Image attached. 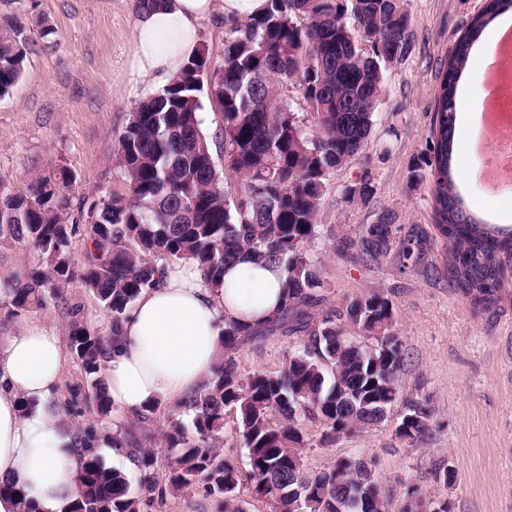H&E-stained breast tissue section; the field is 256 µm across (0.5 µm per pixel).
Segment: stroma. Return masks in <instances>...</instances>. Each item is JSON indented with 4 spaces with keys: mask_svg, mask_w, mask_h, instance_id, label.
<instances>
[{
    "mask_svg": "<svg viewBox=\"0 0 512 512\" xmlns=\"http://www.w3.org/2000/svg\"><path fill=\"white\" fill-rule=\"evenodd\" d=\"M483 5L484 0H409L410 50L386 74L366 150L330 174L316 233L307 245L321 271L324 309L342 308L374 290L391 298L395 331L406 353L400 396L420 399L431 412L427 432L413 443L397 435L396 409L382 423L341 436L329 447L321 443L322 421H299L305 469L326 470L339 456L375 460L376 474L390 493L389 512H403L414 493L450 501L451 512H512V283L486 310L449 288L433 179L410 178L415 159L429 144L442 68L456 37ZM137 7L138 0H0V25L20 23L29 38L24 75L0 97V176L11 191L24 194L35 177L62 169L73 175L78 228L71 236L70 259L77 271L91 210L109 192L124 188L118 137L145 98L144 85L132 72ZM474 113L467 101H458L455 182L471 212L512 229V188L488 193L479 178L484 159L469 148ZM365 173L377 187L375 195L345 203L346 188ZM385 210L395 214L399 238L419 231L429 239L419 264L403 267L395 247L368 265L337 254L340 237L376 223ZM64 295V301L50 299L18 315L0 295V340L32 321L53 324L64 337L75 318L109 335L110 312L80 280H72ZM304 342L301 336L275 335L246 343L236 355L239 369L245 376L279 371ZM90 395L76 358H69L56 396L66 423L76 430L94 427L102 437L126 425L129 412L116 406L101 418ZM173 420L188 438L196 436L192 412L161 405L143 427L147 445L156 452L150 472L113 459L106 449L98 454L106 466L126 473L131 492L141 498L140 512H216L203 483L178 492L166 488L174 456L163 434ZM441 467L455 470L453 485L436 482ZM147 474L161 491L150 500L141 496Z\"/></svg>",
    "mask_w": 512,
    "mask_h": 512,
    "instance_id": "stroma-1",
    "label": "stroma"
}]
</instances>
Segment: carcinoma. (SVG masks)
<instances>
[{"label": "carcinoma", "mask_w": 512, "mask_h": 512, "mask_svg": "<svg viewBox=\"0 0 512 512\" xmlns=\"http://www.w3.org/2000/svg\"><path fill=\"white\" fill-rule=\"evenodd\" d=\"M407 0H266L261 13L231 24L224 39V66L211 76L209 101L221 114L220 135L228 171L238 178V201H230L223 176L201 130L200 87L196 73L208 68L200 50L156 96L130 113L118 139L124 192L102 199L84 232L83 285L112 314L111 335L101 336L82 321L69 325L70 351L93 394L97 413L110 412L103 364L120 335L127 310L175 260L193 259L213 287L224 284V266L242 252L284 271L285 304L266 326L237 321L224 327V352L203 391L188 400L197 438L172 422L165 433L175 454L168 487L180 491L198 480L224 502V512H245L239 499L242 475L220 452L224 409L238 413L239 436L247 450V478L271 500L275 512H365V501L383 508L385 489L373 461L343 457L314 474L303 469L302 415L322 420L329 446L342 434L383 422L399 399L405 352L395 333L392 300L372 291L342 309L319 314L322 288L317 265L305 250L315 235L325 181L367 145L384 73L408 53L412 40ZM503 0H486L472 27L455 44L435 106L431 142L411 167V177L434 179L437 228L446 245L448 286L477 306L497 302L512 276V239L467 212L451 176L456 125L457 83L486 24L501 13ZM353 15L361 39L345 21ZM26 37L19 24L0 26V97L10 93L25 71ZM299 87L314 102L318 134L310 135L281 87ZM72 186L65 170L38 177L26 207L24 197L0 189V243L18 244L45 260L3 287L12 313L58 299L73 277L69 256L76 225L67 223ZM376 193L370 176L345 191L346 203ZM395 217L384 211L376 224L362 226L338 241L340 253L362 260L384 257L395 238ZM426 243L416 236L402 242L403 266L417 265ZM357 329L363 341L345 335ZM281 333L308 335L301 353L277 372L244 378L235 359L239 345ZM408 420L396 432L419 440L430 412L417 400L405 401ZM84 453L81 480L62 512H138L124 473L108 468L91 451L93 429L78 432ZM116 445L134 447L140 466L154 465L152 449L140 447L133 426L112 435ZM0 494L20 501L21 512H39L9 481Z\"/></svg>", "instance_id": "cac0c4a2"}]
</instances>
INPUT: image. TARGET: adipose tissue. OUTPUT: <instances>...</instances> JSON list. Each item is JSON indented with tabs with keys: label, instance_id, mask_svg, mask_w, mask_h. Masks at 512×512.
<instances>
[{
	"label": "adipose tissue",
	"instance_id": "obj_1",
	"mask_svg": "<svg viewBox=\"0 0 512 512\" xmlns=\"http://www.w3.org/2000/svg\"><path fill=\"white\" fill-rule=\"evenodd\" d=\"M264 2L146 0L134 22L133 69L152 88L164 86L194 55L201 20L248 18ZM283 280L277 265L248 257L225 269L220 288L193 261L168 265L127 311L105 362L113 403L129 412L158 402L184 405L222 355L225 322L270 320L282 308ZM64 364L61 338L47 324H29L0 342V481L16 482L41 512H60L80 478L76 434L50 401ZM22 398L34 409L21 411Z\"/></svg>",
	"mask_w": 512,
	"mask_h": 512
}]
</instances>
